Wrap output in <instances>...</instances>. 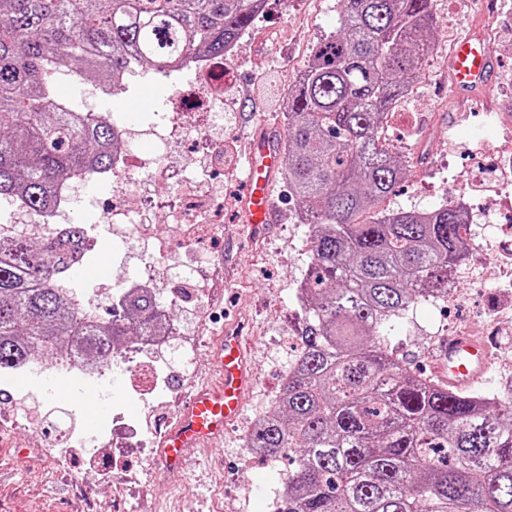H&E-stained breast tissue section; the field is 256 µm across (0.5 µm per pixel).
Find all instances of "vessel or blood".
<instances>
[{
    "label": "vessel or blood",
    "instance_id": "1",
    "mask_svg": "<svg viewBox=\"0 0 512 512\" xmlns=\"http://www.w3.org/2000/svg\"><path fill=\"white\" fill-rule=\"evenodd\" d=\"M455 86L463 93L489 83L492 62L475 37L456 43L450 55ZM280 166V152L269 136L255 137L246 158L248 192L242 202L245 220L261 231L273 220L270 188ZM214 380L186 393L174 421L161 438L157 464L175 476L193 455L216 448L225 427L236 420L253 385L244 336L238 323L227 324L212 344ZM487 369L484 344L469 337H448L441 347L437 371L448 386L464 390Z\"/></svg>",
    "mask_w": 512,
    "mask_h": 512
}]
</instances>
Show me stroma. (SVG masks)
Wrapping results in <instances>:
<instances>
[{
	"label": "stroma",
	"instance_id": "stroma-1",
	"mask_svg": "<svg viewBox=\"0 0 512 512\" xmlns=\"http://www.w3.org/2000/svg\"><path fill=\"white\" fill-rule=\"evenodd\" d=\"M341 0H269L266 11L241 37L236 54L224 61L235 95L224 108V128L212 137L215 148L233 144L222 170L215 173L218 196L206 208L214 236L203 238L196 251L182 248L175 225L158 229L174 246L166 263L189 265L196 284L206 290L201 307H169L178 333V350L161 357L158 367L167 377V392L146 404L126 389L120 373L111 376L112 406L95 429H88L84 405L76 393L96 388L95 379L65 375L70 394L65 404L80 433L94 437L112 420V407L149 427L174 416L181 395L210 378L206 346L226 322L244 323L252 357L254 386L241 418L224 432L221 450L180 477L159 475L158 452L146 448L124 463L127 478L88 497L83 447L72 448V463L55 464L48 449L39 447L13 421L23 406L19 393L0 396V469L11 479L0 483V512H274L287 458L250 457L242 437L253 420L280 392L296 352V290L308 263L306 227L297 221V204L290 201L283 177L273 185L274 222L262 233H251L242 210L245 158L255 133L283 140L285 91L305 68L312 48L336 33ZM435 43L423 62L412 97L388 116L383 133L387 144L406 157L426 155L385 200L389 210L424 211L450 201L466 172L491 165L499 150L512 146V124H493L491 115L512 102V0H433ZM496 31L482 42L495 70L488 90L459 97L452 87L448 57L461 38L482 27ZM170 94L152 70L140 69L128 97L141 100L135 113L148 120ZM496 238L471 248L455 270V299L423 302L400 320L384 340L405 354L411 368L435 375L439 344L453 330L488 333L489 368L478 387L494 389L501 377L512 375V273L496 264Z\"/></svg>",
	"mask_w": 512,
	"mask_h": 512
}]
</instances>
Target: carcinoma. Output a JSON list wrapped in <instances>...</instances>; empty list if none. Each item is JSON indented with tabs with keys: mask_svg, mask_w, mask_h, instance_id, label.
<instances>
[{
	"mask_svg": "<svg viewBox=\"0 0 512 512\" xmlns=\"http://www.w3.org/2000/svg\"><path fill=\"white\" fill-rule=\"evenodd\" d=\"M341 2L339 30L288 85L281 174L311 249L298 355L251 442L291 461L275 512H512V386L457 391L381 340L415 305L448 298L468 251L453 203L380 208L410 172L382 134L434 49L431 0ZM259 15L254 0H0V200L48 215L68 179L114 169L113 127L58 94L60 64L116 96L137 65L224 58ZM85 237L67 225L73 248ZM30 243L16 234L0 251V373L63 362L72 337L161 328L138 289L100 322L58 278L64 254Z\"/></svg>",
	"mask_w": 512,
	"mask_h": 512,
	"instance_id": "obj_1",
	"label": "carcinoma"
}]
</instances>
